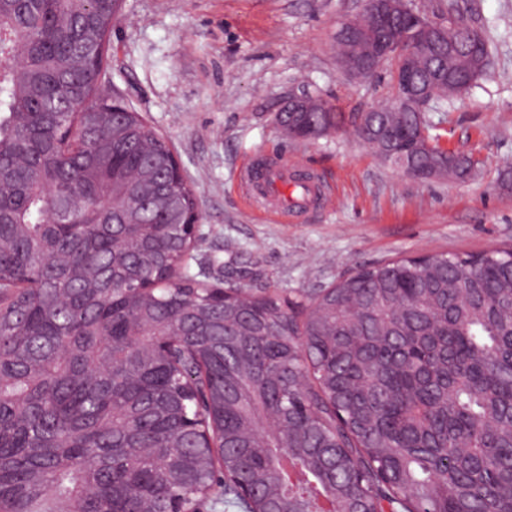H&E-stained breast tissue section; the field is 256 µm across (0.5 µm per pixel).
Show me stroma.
<instances>
[{"label":"stroma","instance_id":"obj_1","mask_svg":"<svg viewBox=\"0 0 512 512\" xmlns=\"http://www.w3.org/2000/svg\"><path fill=\"white\" fill-rule=\"evenodd\" d=\"M486 28L480 86L431 114L439 142L482 161L467 182L419 181L358 145L351 126L306 141L276 115L309 90L354 115L389 97L387 72L360 83L336 64L338 22L361 0H123L108 75L170 141L198 193L196 255L253 293L312 295L348 272L400 257L512 245V0H459ZM316 170L334 197L296 218L256 208L241 172L268 159Z\"/></svg>","mask_w":512,"mask_h":512}]
</instances>
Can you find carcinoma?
Returning a JSON list of instances; mask_svg holds the SVG:
<instances>
[{"instance_id": "carcinoma-1", "label": "carcinoma", "mask_w": 512, "mask_h": 512, "mask_svg": "<svg viewBox=\"0 0 512 512\" xmlns=\"http://www.w3.org/2000/svg\"><path fill=\"white\" fill-rule=\"evenodd\" d=\"M117 10L0 0V512L189 509L221 463L282 512H512V248L399 258L288 301L187 282L197 195L101 91ZM439 11L409 69L448 102L489 39L458 0ZM310 101L281 114L295 135L344 121ZM432 129L387 102L354 121L398 169L475 177Z\"/></svg>"}]
</instances>
